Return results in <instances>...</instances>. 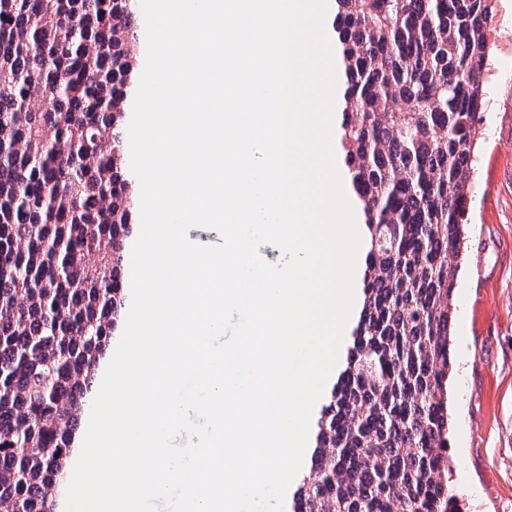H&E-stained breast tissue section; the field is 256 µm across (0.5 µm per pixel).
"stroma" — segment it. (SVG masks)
<instances>
[{"label": "stroma", "mask_w": 512, "mask_h": 512, "mask_svg": "<svg viewBox=\"0 0 512 512\" xmlns=\"http://www.w3.org/2000/svg\"><path fill=\"white\" fill-rule=\"evenodd\" d=\"M475 197L458 260L450 486L465 512H512V39H492Z\"/></svg>", "instance_id": "obj_1"}]
</instances>
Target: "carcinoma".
I'll use <instances>...</instances> for the list:
<instances>
[{
    "instance_id": "obj_1",
    "label": "carcinoma",
    "mask_w": 512,
    "mask_h": 512,
    "mask_svg": "<svg viewBox=\"0 0 512 512\" xmlns=\"http://www.w3.org/2000/svg\"><path fill=\"white\" fill-rule=\"evenodd\" d=\"M138 0H0V512H63L126 305ZM498 0H334L362 305L289 512H458L455 284Z\"/></svg>"
}]
</instances>
